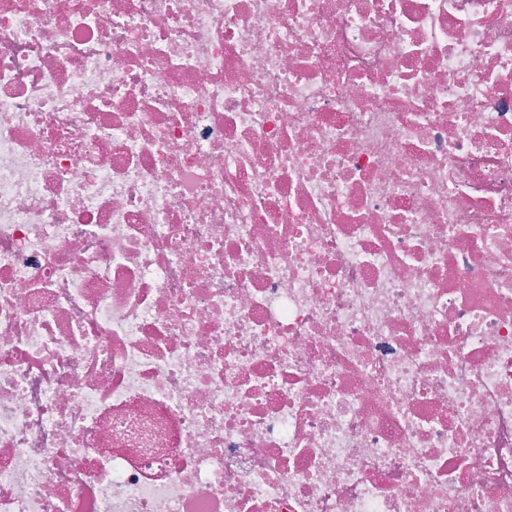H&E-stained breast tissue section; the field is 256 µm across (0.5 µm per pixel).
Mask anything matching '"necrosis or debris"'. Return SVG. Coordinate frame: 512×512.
I'll return each instance as SVG.
<instances>
[{"label": "necrosis or debris", "instance_id": "1", "mask_svg": "<svg viewBox=\"0 0 512 512\" xmlns=\"http://www.w3.org/2000/svg\"><path fill=\"white\" fill-rule=\"evenodd\" d=\"M0 512H512V0H0Z\"/></svg>", "mask_w": 512, "mask_h": 512}]
</instances>
